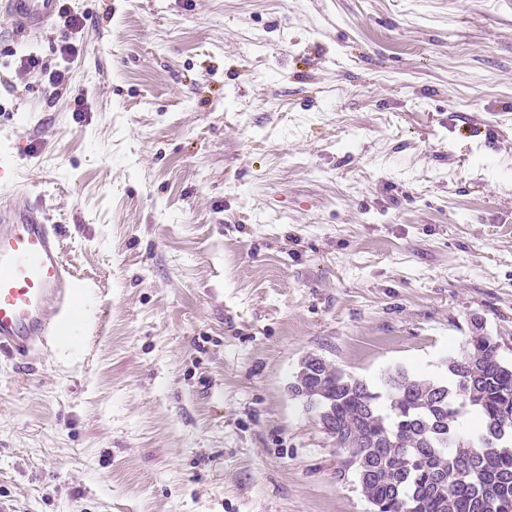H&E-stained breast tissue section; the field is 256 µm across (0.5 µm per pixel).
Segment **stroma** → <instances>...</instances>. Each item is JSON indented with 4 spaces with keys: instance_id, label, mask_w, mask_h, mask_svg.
I'll return each instance as SVG.
<instances>
[{
    "instance_id": "1",
    "label": "stroma",
    "mask_w": 512,
    "mask_h": 512,
    "mask_svg": "<svg viewBox=\"0 0 512 512\" xmlns=\"http://www.w3.org/2000/svg\"><path fill=\"white\" fill-rule=\"evenodd\" d=\"M64 4L0 17V203L82 284L0 358V512H370L288 386L442 375L476 317L512 363V0ZM60 0H2L0 11L11 22L14 36L38 39L44 36L59 17Z\"/></svg>"
}]
</instances>
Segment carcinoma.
Here are the masks:
<instances>
[{"label":"carcinoma","mask_w":512,"mask_h":512,"mask_svg":"<svg viewBox=\"0 0 512 512\" xmlns=\"http://www.w3.org/2000/svg\"><path fill=\"white\" fill-rule=\"evenodd\" d=\"M473 327L438 379L398 367L378 390L323 357L301 361L288 390L320 427L330 419L352 436L350 469L371 512H512V365L482 322ZM316 386L328 417L312 403ZM472 409L467 438L457 422Z\"/></svg>","instance_id":"carcinoma-1"}]
</instances>
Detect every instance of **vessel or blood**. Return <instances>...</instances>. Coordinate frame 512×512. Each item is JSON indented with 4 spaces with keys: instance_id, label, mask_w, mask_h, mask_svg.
<instances>
[{
    "instance_id": "b4317fda",
    "label": "vessel or blood",
    "mask_w": 512,
    "mask_h": 512,
    "mask_svg": "<svg viewBox=\"0 0 512 512\" xmlns=\"http://www.w3.org/2000/svg\"><path fill=\"white\" fill-rule=\"evenodd\" d=\"M0 13L14 36L38 39L59 0H0ZM77 286L45 211L25 201L0 209V354L26 357L65 330Z\"/></svg>"
}]
</instances>
